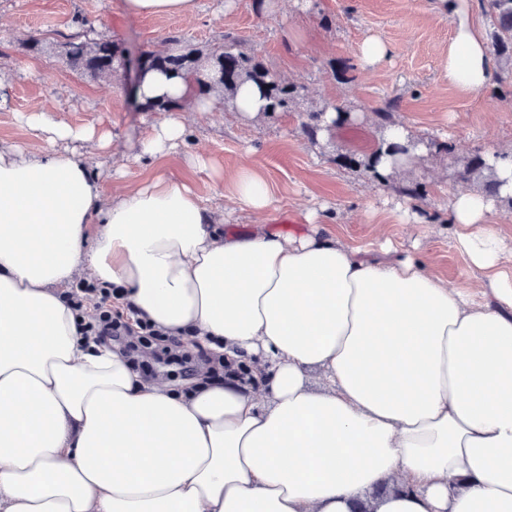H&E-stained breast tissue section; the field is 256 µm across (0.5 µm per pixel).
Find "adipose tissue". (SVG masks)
<instances>
[{"label":"adipose tissue","mask_w":512,"mask_h":512,"mask_svg":"<svg viewBox=\"0 0 512 512\" xmlns=\"http://www.w3.org/2000/svg\"><path fill=\"white\" fill-rule=\"evenodd\" d=\"M446 68L479 92L496 67L468 0H448ZM0 148V512H512V249L493 198L450 195L461 291L424 261L370 259L305 233L219 230L163 172L107 193L80 143L113 136L28 116ZM172 114L135 160L185 141ZM233 197L262 213L265 177ZM121 289L159 328L215 341L233 378L183 392L84 339L63 292Z\"/></svg>","instance_id":"1"}]
</instances>
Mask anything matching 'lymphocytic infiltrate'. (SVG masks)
I'll use <instances>...</instances> for the list:
<instances>
[{"label":"lymphocytic infiltrate","instance_id":"obj_1","mask_svg":"<svg viewBox=\"0 0 512 512\" xmlns=\"http://www.w3.org/2000/svg\"><path fill=\"white\" fill-rule=\"evenodd\" d=\"M74 310L83 316V336L95 343L119 349L134 367H148L150 361L181 365V376L202 382L224 378V360L206 347H199L197 361H190L186 347L188 338L171 336L138 318L132 307L119 306V289L100 288L93 283L77 281L67 293Z\"/></svg>","mask_w":512,"mask_h":512}]
</instances>
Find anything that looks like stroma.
<instances>
[{
    "mask_svg": "<svg viewBox=\"0 0 512 512\" xmlns=\"http://www.w3.org/2000/svg\"><path fill=\"white\" fill-rule=\"evenodd\" d=\"M79 31L112 39L127 53L166 49L172 35L206 51L229 35L300 94L289 111L250 122L229 105L211 112L184 106V146L136 162L128 147L160 113L136 108L128 77L92 78L40 48ZM370 35L390 46L391 58L365 70L358 53ZM450 37L439 0H198L192 16H132L121 0H0V81L8 99L0 107V145L27 146L25 118L35 111L74 127L93 123L114 136L111 150L96 155L103 180L118 171L123 182L138 185L165 171L187 181L243 232L297 233L304 214L319 208L325 225L367 257L385 259L380 245L388 241L397 254L429 259L449 287L466 290L479 273L454 246L448 197L459 187L455 163L491 146H512V86L496 81L478 93L459 89L443 65ZM326 106L349 111L350 120L308 141L302 122ZM384 106L423 141L404 174L423 188L415 202L418 220L410 224L396 207L394 183L337 162L376 150L382 132L374 111ZM197 154L223 170V182L190 165ZM247 165L263 173L273 196L260 218L232 196L233 180Z\"/></svg>",
    "mask_w": 512,
    "mask_h": 512,
    "instance_id": "1",
    "label": "stroma"
}]
</instances>
